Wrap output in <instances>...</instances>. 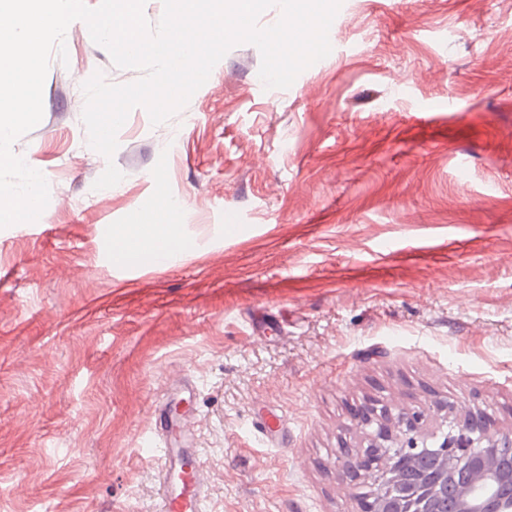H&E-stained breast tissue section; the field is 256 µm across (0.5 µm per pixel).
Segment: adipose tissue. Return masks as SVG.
I'll return each instance as SVG.
<instances>
[{
    "mask_svg": "<svg viewBox=\"0 0 512 512\" xmlns=\"http://www.w3.org/2000/svg\"><path fill=\"white\" fill-rule=\"evenodd\" d=\"M183 250V238L174 224H122L112 229V259L118 263L173 262Z\"/></svg>",
    "mask_w": 512,
    "mask_h": 512,
    "instance_id": "1",
    "label": "adipose tissue"
}]
</instances>
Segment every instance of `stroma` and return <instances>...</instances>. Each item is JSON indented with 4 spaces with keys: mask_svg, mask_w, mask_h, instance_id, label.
<instances>
[{
    "mask_svg": "<svg viewBox=\"0 0 512 512\" xmlns=\"http://www.w3.org/2000/svg\"><path fill=\"white\" fill-rule=\"evenodd\" d=\"M333 24L290 88L236 45L168 121L133 109L110 159L82 82L143 72L70 24L13 145L49 202L0 228V512H158L165 406L208 512H354L336 458L363 446L364 402L512 426V8L342 0ZM135 219L179 225L177 266L113 263Z\"/></svg>",
    "mask_w": 512,
    "mask_h": 512,
    "instance_id": "1",
    "label": "stroma"
}]
</instances>
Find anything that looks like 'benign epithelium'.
<instances>
[{"label":"benign epithelium","mask_w":512,"mask_h":512,"mask_svg":"<svg viewBox=\"0 0 512 512\" xmlns=\"http://www.w3.org/2000/svg\"><path fill=\"white\" fill-rule=\"evenodd\" d=\"M453 404L436 399L423 408L383 405L354 413L369 444L354 461L343 464L350 480H366V490L355 495L356 512H397L409 492L401 475L419 448L440 455L439 467L421 489L419 510L437 512L448 504V474L460 470L474 478L460 494L461 512H512V485L501 470L502 459L512 460V428L493 429L484 415L468 413L460 419Z\"/></svg>","instance_id":"7a95c632"}]
</instances>
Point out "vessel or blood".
Segmentation results:
<instances>
[{"instance_id": "vessel-or-blood-1", "label": "vessel or blood", "mask_w": 512, "mask_h": 512, "mask_svg": "<svg viewBox=\"0 0 512 512\" xmlns=\"http://www.w3.org/2000/svg\"><path fill=\"white\" fill-rule=\"evenodd\" d=\"M196 448L165 444L159 474L160 512H206L207 490Z\"/></svg>"}]
</instances>
